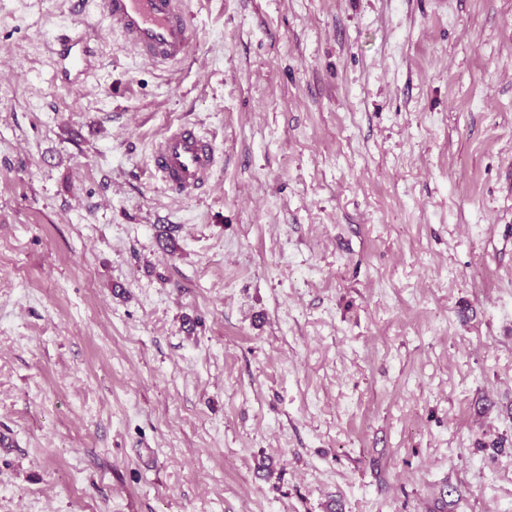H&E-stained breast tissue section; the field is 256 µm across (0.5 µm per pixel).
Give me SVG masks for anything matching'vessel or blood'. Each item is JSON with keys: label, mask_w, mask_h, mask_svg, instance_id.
Returning <instances> with one entry per match:
<instances>
[{"label": "vessel or blood", "mask_w": 512, "mask_h": 512, "mask_svg": "<svg viewBox=\"0 0 512 512\" xmlns=\"http://www.w3.org/2000/svg\"><path fill=\"white\" fill-rule=\"evenodd\" d=\"M72 26L59 35L62 79L78 73L97 76V47L87 32L89 18L105 22L140 59L152 64L185 60L191 41L185 0H71ZM216 149L196 127L181 125L168 132L151 154L150 164L168 190L189 194L211 175Z\"/></svg>", "instance_id": "obj_1"}]
</instances>
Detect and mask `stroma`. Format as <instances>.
<instances>
[{
    "mask_svg": "<svg viewBox=\"0 0 512 512\" xmlns=\"http://www.w3.org/2000/svg\"><path fill=\"white\" fill-rule=\"evenodd\" d=\"M186 4L0 0V512H512V0ZM70 12L74 27L58 37L62 79L70 77L66 61L76 46L80 47L76 56L77 75L85 81L97 77L95 39L85 30L91 17L105 22L144 61L177 64L187 57L191 28L184 0H72ZM216 163V149L195 126L179 125L158 143L150 164L155 174L176 196L202 185Z\"/></svg>",
    "mask_w": 512,
    "mask_h": 512,
    "instance_id": "1",
    "label": "stroma"
}]
</instances>
